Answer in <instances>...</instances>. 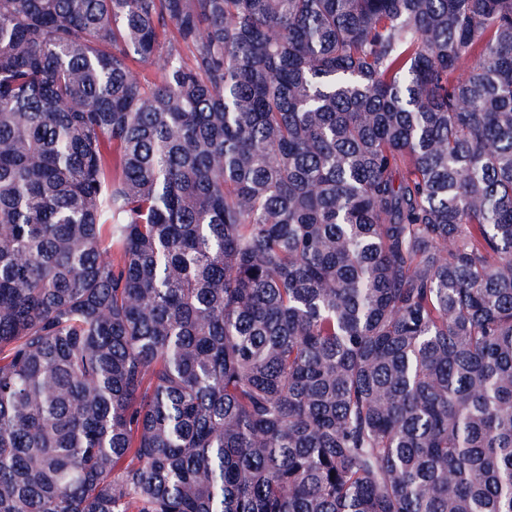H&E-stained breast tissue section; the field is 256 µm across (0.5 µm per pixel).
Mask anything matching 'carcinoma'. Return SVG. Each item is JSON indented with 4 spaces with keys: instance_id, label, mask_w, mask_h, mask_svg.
Wrapping results in <instances>:
<instances>
[{
    "instance_id": "cac0c4a2",
    "label": "carcinoma",
    "mask_w": 512,
    "mask_h": 512,
    "mask_svg": "<svg viewBox=\"0 0 512 512\" xmlns=\"http://www.w3.org/2000/svg\"><path fill=\"white\" fill-rule=\"evenodd\" d=\"M0 512H512V0H0Z\"/></svg>"
}]
</instances>
